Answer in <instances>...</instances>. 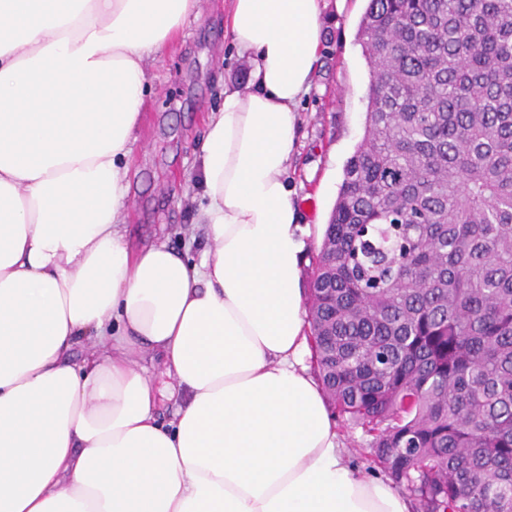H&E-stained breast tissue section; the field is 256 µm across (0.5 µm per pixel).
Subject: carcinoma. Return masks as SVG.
I'll return each mask as SVG.
<instances>
[{
  "label": "carcinoma",
  "mask_w": 512,
  "mask_h": 512,
  "mask_svg": "<svg viewBox=\"0 0 512 512\" xmlns=\"http://www.w3.org/2000/svg\"><path fill=\"white\" fill-rule=\"evenodd\" d=\"M356 38L318 376L414 512H512V0H368Z\"/></svg>",
  "instance_id": "carcinoma-1"
}]
</instances>
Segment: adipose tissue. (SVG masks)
<instances>
[{
    "label": "adipose tissue",
    "mask_w": 512,
    "mask_h": 512,
    "mask_svg": "<svg viewBox=\"0 0 512 512\" xmlns=\"http://www.w3.org/2000/svg\"><path fill=\"white\" fill-rule=\"evenodd\" d=\"M198 6L0 0V512H410L345 463L303 365L288 169L325 0H228L249 79L205 121L208 246L192 263L126 240L145 64Z\"/></svg>",
    "instance_id": "obj_1"
}]
</instances>
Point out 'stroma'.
I'll use <instances>...</instances> for the list:
<instances>
[{
	"label": "stroma",
	"mask_w": 512,
	"mask_h": 512,
	"mask_svg": "<svg viewBox=\"0 0 512 512\" xmlns=\"http://www.w3.org/2000/svg\"><path fill=\"white\" fill-rule=\"evenodd\" d=\"M225 0H200L177 47L148 60L145 118L132 143L126 235L161 240L198 261L205 236L194 218L202 197L185 181L198 165L204 120L224 82L244 85L249 65L224 33ZM367 0L327 6L314 88L298 105L297 146L288 171L304 223H328L344 166L364 136L368 68L355 35Z\"/></svg>",
	"instance_id": "stroma-1"
}]
</instances>
